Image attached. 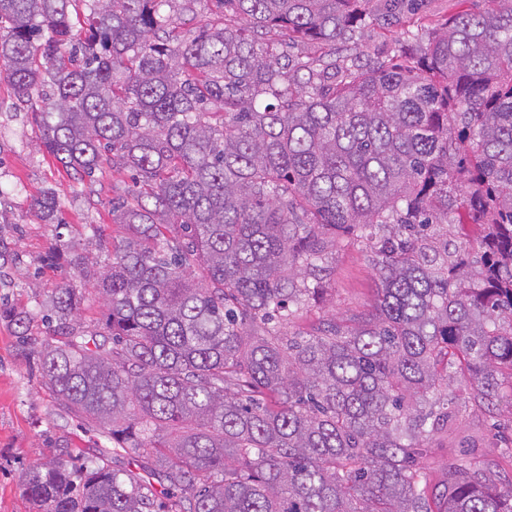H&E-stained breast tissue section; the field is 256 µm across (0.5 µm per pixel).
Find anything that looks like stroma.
<instances>
[{"instance_id": "obj_1", "label": "stroma", "mask_w": 512, "mask_h": 512, "mask_svg": "<svg viewBox=\"0 0 512 512\" xmlns=\"http://www.w3.org/2000/svg\"><path fill=\"white\" fill-rule=\"evenodd\" d=\"M131 184L129 173L109 169L90 185L74 180L45 150L30 108L0 80V512H32L23 474L63 452L95 447L99 439L96 429L82 426L54 399L33 350L47 338L39 304L48 290L63 281L88 285L71 257L94 258L102 248L120 245L123 231L112 222L110 201ZM46 191L57 195L59 223L42 222L31 208ZM330 286L323 300L300 312L298 326L368 308L375 272L363 244H337ZM11 311L31 313L27 343L16 338L7 317ZM510 443L508 401L495 412L463 417L425 443L422 462L430 486L444 483L449 465L472 461L485 463L497 486L512 485V459L502 453Z\"/></svg>"}]
</instances>
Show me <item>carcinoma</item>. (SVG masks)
I'll return each instance as SVG.
<instances>
[{
	"label": "carcinoma",
	"instance_id": "obj_1",
	"mask_svg": "<svg viewBox=\"0 0 512 512\" xmlns=\"http://www.w3.org/2000/svg\"><path fill=\"white\" fill-rule=\"evenodd\" d=\"M169 2L0 0V79L48 152L137 184L86 271L100 329L81 288L45 305L43 378L105 443L29 469L34 512H512L485 466L433 491L419 461L455 383L489 413L512 376V0L429 27L418 0H215L251 38L217 14L186 38ZM371 25L402 27L395 60L336 65ZM32 209L60 223L55 193ZM458 210L482 232L450 252ZM341 233L370 309L296 327Z\"/></svg>",
	"mask_w": 512,
	"mask_h": 512
}]
</instances>
